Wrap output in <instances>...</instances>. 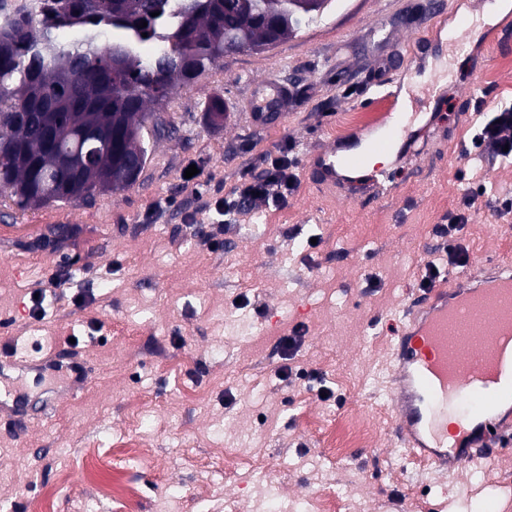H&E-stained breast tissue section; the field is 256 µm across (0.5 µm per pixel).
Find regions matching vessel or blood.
<instances>
[{"label":"vessel or blood","mask_w":512,"mask_h":512,"mask_svg":"<svg viewBox=\"0 0 512 512\" xmlns=\"http://www.w3.org/2000/svg\"><path fill=\"white\" fill-rule=\"evenodd\" d=\"M421 121L417 112L386 114L376 135L344 147L316 146L308 169L320 184L336 186L366 156L406 145ZM369 195L396 193L390 174L372 170ZM490 310L486 342L448 335L464 315ZM392 411L411 456L447 474L476 460L512 451V257L480 265L453 287L416 294L399 319L390 354ZM457 431L449 433L448 419Z\"/></svg>","instance_id":"1"}]
</instances>
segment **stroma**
<instances>
[{"label":"stroma","mask_w":512,"mask_h":512,"mask_svg":"<svg viewBox=\"0 0 512 512\" xmlns=\"http://www.w3.org/2000/svg\"><path fill=\"white\" fill-rule=\"evenodd\" d=\"M486 2L336 0L321 23L225 57L174 90L165 131L151 137L129 189L23 209L0 188V350L21 357H0V388L30 401L21 416L0 406V512H27L43 491L49 512H113L86 474L100 454L141 488L134 512L163 501L170 512H265L275 493L286 502L331 495L337 512H512V459L447 477L429 469L406 492L391 476L415 464L393 422L335 467L306 426L389 406L388 320L418 293L426 262L446 264L435 228L468 186L460 172L476 171L491 189L462 232L471 260L495 259L512 241V223L495 214L496 197L512 193V162L462 153L478 109L512 105V15L480 31L463 21ZM428 55L449 82L412 109L442 121L416 137L407 161L389 164L397 195L367 197L360 173L345 191L312 183L309 150L370 132L396 109L392 86ZM261 82L289 88L269 127L249 118ZM288 142L299 167L287 206L242 216L222 250L200 246L208 197L232 191ZM191 165L194 187L181 178ZM69 259L85 269L84 303L61 300L33 318L34 292L52 293L49 276ZM295 333L300 344L285 357L280 339ZM322 384L334 400H320ZM138 395L151 399L142 411L153 421L149 453L113 454L112 441L134 428L128 400ZM228 448L271 466L226 479Z\"/></svg>","instance_id":"obj_1"}]
</instances>
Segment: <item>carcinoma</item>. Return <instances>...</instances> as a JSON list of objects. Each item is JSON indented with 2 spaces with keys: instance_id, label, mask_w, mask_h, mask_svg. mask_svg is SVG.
<instances>
[{
  "instance_id": "carcinoma-1",
  "label": "carcinoma",
  "mask_w": 512,
  "mask_h": 512,
  "mask_svg": "<svg viewBox=\"0 0 512 512\" xmlns=\"http://www.w3.org/2000/svg\"><path fill=\"white\" fill-rule=\"evenodd\" d=\"M308 2L46 0L39 14L1 18L0 186L22 208L130 188L125 161L144 168L172 91L226 49L263 44L270 27L279 44L333 6Z\"/></svg>"
}]
</instances>
